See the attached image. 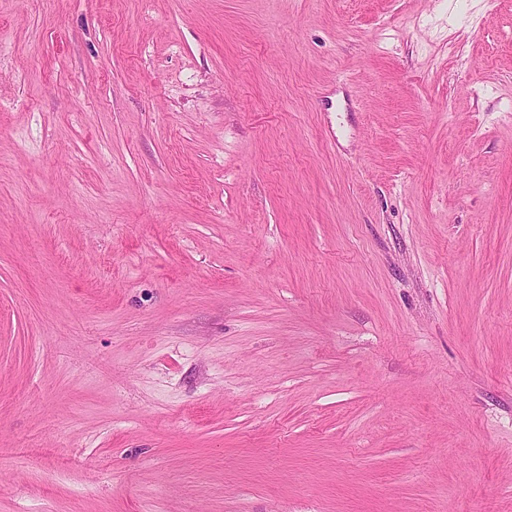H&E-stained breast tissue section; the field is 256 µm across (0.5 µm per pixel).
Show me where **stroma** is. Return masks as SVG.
Here are the masks:
<instances>
[{
    "label": "stroma",
    "mask_w": 512,
    "mask_h": 512,
    "mask_svg": "<svg viewBox=\"0 0 512 512\" xmlns=\"http://www.w3.org/2000/svg\"><path fill=\"white\" fill-rule=\"evenodd\" d=\"M0 512H512V0H0Z\"/></svg>",
    "instance_id": "35a3bbf8"
}]
</instances>
